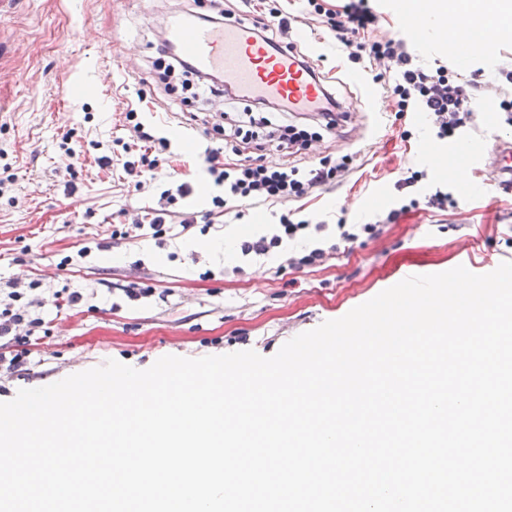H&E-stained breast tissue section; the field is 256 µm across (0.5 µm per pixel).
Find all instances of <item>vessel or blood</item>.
Wrapping results in <instances>:
<instances>
[{
    "mask_svg": "<svg viewBox=\"0 0 512 512\" xmlns=\"http://www.w3.org/2000/svg\"><path fill=\"white\" fill-rule=\"evenodd\" d=\"M170 46L198 70L217 71L247 98L264 97L292 112H320L329 90L324 76L303 69L293 49L269 46L259 39L251 22L235 20L215 28L197 15L174 13L166 20ZM449 47L473 55L493 43L492 30L476 31L469 18L460 17L442 34ZM452 168H480L491 182L512 180V144L500 143L494 153L462 146L448 157Z\"/></svg>",
    "mask_w": 512,
    "mask_h": 512,
    "instance_id": "1",
    "label": "vessel or blood"
}]
</instances>
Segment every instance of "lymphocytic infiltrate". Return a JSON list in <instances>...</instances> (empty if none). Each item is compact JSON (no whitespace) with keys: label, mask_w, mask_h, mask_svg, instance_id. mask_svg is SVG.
<instances>
[{"label":"lymphocytic infiltrate","mask_w":512,"mask_h":512,"mask_svg":"<svg viewBox=\"0 0 512 512\" xmlns=\"http://www.w3.org/2000/svg\"><path fill=\"white\" fill-rule=\"evenodd\" d=\"M308 5L316 15L326 16L337 43L350 59L384 66L385 72L380 79L392 111L420 110L430 114L437 136L442 140L454 137L475 112L477 84L454 78L447 66L441 64L429 70L417 66L416 50L402 34L366 39V32L379 23L378 15L368 7L366 0H349L342 10L336 12L326 11L319 0H308ZM280 109L279 103L257 101L255 109L246 110L237 127L229 131V139L241 138L250 142L263 135L267 140L278 141L285 149L306 148L308 133L297 125L285 124L268 130L267 111L277 112ZM204 158L211 181L221 189L219 195L213 196L212 204L224 211L239 202L287 203L314 194L348 166L344 159L327 169L311 167L305 170L285 164L278 167L247 162L227 164L220 162L218 150L212 148L205 149ZM189 193V188L182 183L175 190H164L159 207L149 209L147 217L139 216L131 223L113 227V236L136 238L149 229L157 236L167 234L175 237L179 232L190 231V220H183L178 226L170 222L171 205ZM324 230V225L305 220L294 222L284 216L267 233L243 241L240 249L246 255H265L280 247L283 241ZM43 326V319L32 314L28 305L22 304L19 291L8 292L6 299H0V340L19 343L18 349L0 352V369L10 372L21 367L28 355L27 345L39 340Z\"/></svg>","instance_id":"1"}]
</instances>
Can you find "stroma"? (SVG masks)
<instances>
[{"label": "stroma", "instance_id": "35a3bbf8", "mask_svg": "<svg viewBox=\"0 0 512 512\" xmlns=\"http://www.w3.org/2000/svg\"><path fill=\"white\" fill-rule=\"evenodd\" d=\"M170 0H13L0 15V289L17 282L24 301L48 330L22 370L0 374V401L22 388H37L114 359L144 370L159 358H198L242 350L264 357L327 320L344 316L412 275L457 266L495 270L512 261V192L496 189L485 172L451 173L431 166L427 149L448 150L425 114L391 112L378 95L377 67L352 62L323 18L303 11L301 0H252L236 16L268 17L283 7L291 40L313 51L320 72L335 73L332 93L344 111L338 127L306 149L284 156L274 147L251 151L266 165L284 160L308 167L350 169L314 195L287 205L253 204L229 213L213 210L215 191L202 168L205 147L221 138L206 129L228 124L245 100L200 95L184 99L172 83L143 82L156 58L154 26ZM422 66L447 62L462 80H478L494 96L512 90V31L497 34L491 54L462 61L447 50L419 48ZM138 119L169 138L158 164L140 177L96 161L115 139L130 140L125 119L132 103ZM73 134L77 159L61 155ZM463 138L490 149L512 137V124L493 106L474 112ZM423 179L398 189L407 170ZM147 180V192L135 189ZM189 183L192 192L171 217L194 220L197 230L157 244L150 237L116 239L112 227L128 224L138 208L156 205L162 190ZM455 198L443 209L423 205L434 189ZM419 198L407 208L409 197ZM395 222H386L390 210ZM319 224L382 221L379 236L339 242L323 264L300 257L317 244L308 237L268 255H242L240 240L265 232L282 213ZM210 225L200 234V225ZM96 248L85 258L76 252ZM70 266H62L65 256ZM151 287L131 300L124 285ZM80 291L75 307L57 306L53 294Z\"/></svg>", "mask_w": 512, "mask_h": 512}]
</instances>
